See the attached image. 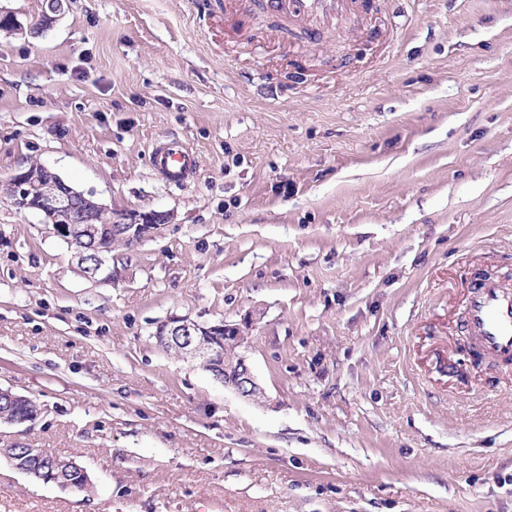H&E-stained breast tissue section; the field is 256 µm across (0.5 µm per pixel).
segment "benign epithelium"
<instances>
[{"instance_id": "obj_1", "label": "benign epithelium", "mask_w": 512, "mask_h": 512, "mask_svg": "<svg viewBox=\"0 0 512 512\" xmlns=\"http://www.w3.org/2000/svg\"><path fill=\"white\" fill-rule=\"evenodd\" d=\"M63 14V0H48L47 8L33 27H24L9 11L0 10V19L10 32L39 35L50 30ZM3 187L18 209L41 214L52 233L77 252V257H82L81 246L92 245L93 265L83 269L82 275L94 282L110 283L122 278V269L112 264L111 247L102 242L120 238L132 243L152 238L170 218L168 213L156 210L114 213L93 195L70 186L58 173L40 163L30 164L3 182ZM252 326L250 316L237 323L201 324L187 316L176 315L158 323L154 335L164 342L181 339V355L213 368L215 379L240 396L250 398L261 386L247 358H241L229 371L218 362L217 349L200 337L240 338L246 336Z\"/></svg>"}]
</instances>
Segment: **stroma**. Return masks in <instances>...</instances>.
I'll return each mask as SVG.
<instances>
[{"label": "stroma", "mask_w": 512, "mask_h": 512, "mask_svg": "<svg viewBox=\"0 0 512 512\" xmlns=\"http://www.w3.org/2000/svg\"><path fill=\"white\" fill-rule=\"evenodd\" d=\"M69 0L0 31V180L41 163L165 211L96 283L0 196V423L91 473L0 456V512H512V367L461 351L474 269L512 277V0H373L361 31L277 38L240 0ZM166 137L199 157L170 184ZM257 322L241 397L152 333ZM64 2L63 0H48L47 8L44 9L39 22L35 26H30L27 29L18 21L17 17L9 11L0 10V19L5 21L3 26L8 29V32L30 35L43 34L50 30L58 18L64 14ZM151 157L154 171L166 181L187 182L199 168L196 152L182 140L157 142ZM6 398L10 402L16 399H23V397L15 394L12 389L9 388H0V399ZM28 399V397H26ZM38 407L36 401L33 399H28L25 402L21 404L16 403H8L5 402L3 399L0 400V418L1 417H7L11 419H5L1 418L0 422L7 423V424H15V420L17 418H23L27 416L28 414L33 413L35 410V407ZM5 453L3 454L9 462L15 464L18 468H24L26 465L29 468L39 469L42 473L48 477L49 480L55 479L58 483V486L61 489H69L74 490L78 489V486L71 482L64 481H72L74 483L77 482L80 488V492L83 493H92L94 490V483L92 479H82L80 474H86V469L73 462V466L75 469L71 468L69 465L70 458H65L61 456H53L45 454L42 457H36L31 452H29L28 448H4Z\"/></svg>", "instance_id": "stroma-1"}]
</instances>
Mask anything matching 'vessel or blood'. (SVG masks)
<instances>
[{
  "label": "vessel or blood",
  "mask_w": 512,
  "mask_h": 512,
  "mask_svg": "<svg viewBox=\"0 0 512 512\" xmlns=\"http://www.w3.org/2000/svg\"><path fill=\"white\" fill-rule=\"evenodd\" d=\"M266 12L282 17L309 40L355 19L367 8L365 0H258ZM154 171L167 181L185 182L199 168L196 152L184 141L163 140L152 150ZM466 327L483 356L512 360V287L491 277H476L466 310Z\"/></svg>",
  "instance_id": "b4317fda"
}]
</instances>
